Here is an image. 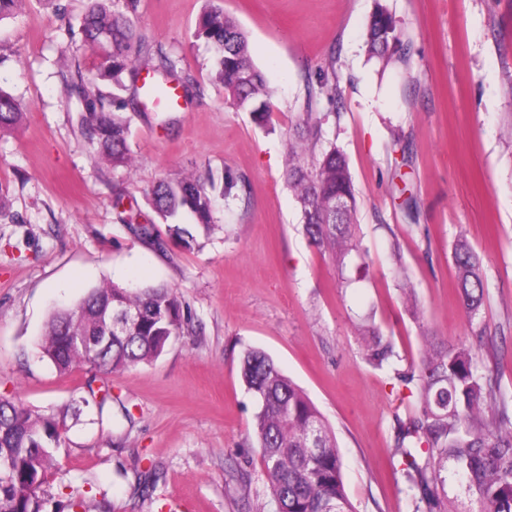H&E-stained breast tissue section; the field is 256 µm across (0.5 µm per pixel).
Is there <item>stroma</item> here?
Segmentation results:
<instances>
[{"label":"stroma","mask_w":512,"mask_h":512,"mask_svg":"<svg viewBox=\"0 0 512 512\" xmlns=\"http://www.w3.org/2000/svg\"><path fill=\"white\" fill-rule=\"evenodd\" d=\"M88 0H19L0 20V89L20 120L0 126V396L63 420L44 512H70V488L91 512H273L257 449L255 405L240 378L246 347L267 352L336 433L356 512H411L392 466L395 416L409 401L391 371L364 359L358 330L372 314L399 355L424 335L468 347L512 389V0H221L246 33L275 110L259 123L213 78L196 38L205 0H140L135 25L152 55L191 78L181 109L126 108L132 171L99 160L90 116L65 79L105 54L74 38ZM386 7L409 42L408 65L370 59L363 34ZM335 70L342 95L314 112L349 163L369 271L338 285L335 262L311 246L288 184L287 141L307 77ZM407 142L396 167L394 140ZM190 173L212 198L209 230L185 248L156 224L153 246L127 224L152 216L162 177ZM417 204L406 228L404 195ZM480 253L487 295L468 320L456 291L458 237ZM399 253H392V244ZM408 280L421 310L399 287ZM111 281L174 289L190 324L154 361L123 372H59L38 341L48 315ZM109 390L105 404L90 390Z\"/></svg>","instance_id":"stroma-1"}]
</instances>
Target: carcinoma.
<instances>
[{"instance_id": "cac0c4a2", "label": "carcinoma", "mask_w": 512, "mask_h": 512, "mask_svg": "<svg viewBox=\"0 0 512 512\" xmlns=\"http://www.w3.org/2000/svg\"><path fill=\"white\" fill-rule=\"evenodd\" d=\"M139 0H124L123 10L93 0L82 24L85 41L112 46V54L97 69L95 80L110 81L112 101L125 108L141 100L136 86L139 71L133 60L138 34L133 16ZM197 36L216 50L214 79L224 85L230 103L263 121L274 110L264 75L252 62L248 42L223 7L209 0L200 16ZM370 57L383 66L408 63L404 32L385 8L378 7L365 31ZM167 56L153 68L157 87L174 82L190 94V80L175 74ZM133 83L130 99L121 98ZM68 93L94 114L104 109V97L90 91L82 76L65 80ZM336 98L338 80L325 74L308 81L303 125L288 138V174L300 205L306 234L320 253L329 254L338 271L346 259L366 263L358 237L357 199L345 154L336 145L320 153L322 125L328 115L312 111L315 98ZM22 107L0 90V125H11ZM98 153L112 168H131L134 158L127 140L129 127L118 112L96 117L87 127ZM152 206L164 224L188 212L194 226L208 229L211 198L205 185L192 176L160 179L151 189ZM457 289L470 320L480 317L486 298L483 261L461 237L453 249ZM185 317L175 292L165 285L132 291L105 283L76 305L54 311L44 325L40 349L58 370L106 366L121 371L158 358L170 339L183 330ZM365 360L375 368L389 367L397 381L416 399L406 419L394 422L395 448L391 462L399 469L413 512H443L448 489L453 501H467L448 512H512V393L474 360L463 345L426 340L421 357L404 366L390 341L370 324ZM241 378L255 401L253 436L269 482L276 512H355L344 487L336 434L306 392L260 348L241 355ZM62 441L59 421L0 397V469L12 485L0 488V512H42L39 491L53 461L52 449Z\"/></svg>"}]
</instances>
